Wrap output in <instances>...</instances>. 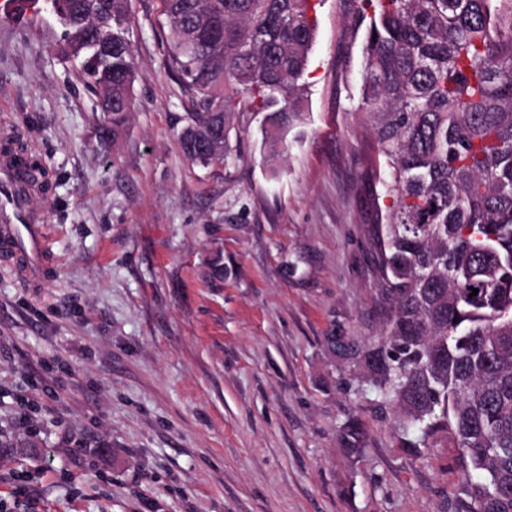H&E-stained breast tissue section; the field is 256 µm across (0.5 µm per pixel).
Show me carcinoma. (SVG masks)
I'll return each mask as SVG.
<instances>
[{
	"instance_id": "carcinoma-1",
	"label": "carcinoma",
	"mask_w": 512,
	"mask_h": 512,
	"mask_svg": "<svg viewBox=\"0 0 512 512\" xmlns=\"http://www.w3.org/2000/svg\"><path fill=\"white\" fill-rule=\"evenodd\" d=\"M164 68L191 95L184 157L224 156L233 112L265 114V145L304 120L314 0H161ZM61 51L98 93L106 130L133 109L132 0H58ZM365 28L355 115L391 198L368 230L381 334L326 336L367 370L407 435L460 450V512H512V0H353ZM477 295H471V289Z\"/></svg>"
}]
</instances>
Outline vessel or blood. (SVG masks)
<instances>
[{"label":"vessel or blood","mask_w":512,"mask_h":512,"mask_svg":"<svg viewBox=\"0 0 512 512\" xmlns=\"http://www.w3.org/2000/svg\"><path fill=\"white\" fill-rule=\"evenodd\" d=\"M29 184L18 167L0 163V257L25 256L17 273L33 278L40 267V258L47 247L46 226L28 204Z\"/></svg>","instance_id":"b4317fda"}]
</instances>
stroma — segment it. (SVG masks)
<instances>
[{"instance_id":"1","label":"stroma","mask_w":512,"mask_h":512,"mask_svg":"<svg viewBox=\"0 0 512 512\" xmlns=\"http://www.w3.org/2000/svg\"><path fill=\"white\" fill-rule=\"evenodd\" d=\"M132 8L134 110L107 141L60 25L0 12V149L16 138L50 182L38 279L0 268V512H458V448L406 452L323 345L384 314L348 0L316 7L305 120L278 155L242 112L206 167L179 148L192 105L161 0Z\"/></svg>"}]
</instances>
